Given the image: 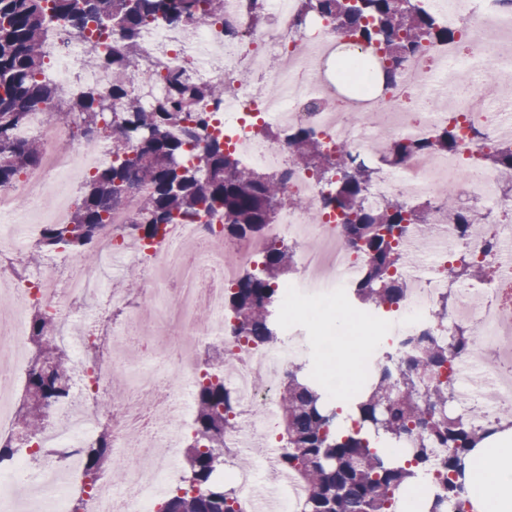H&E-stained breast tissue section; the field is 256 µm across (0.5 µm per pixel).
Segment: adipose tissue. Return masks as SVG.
<instances>
[{
  "label": "adipose tissue",
  "mask_w": 512,
  "mask_h": 512,
  "mask_svg": "<svg viewBox=\"0 0 512 512\" xmlns=\"http://www.w3.org/2000/svg\"><path fill=\"white\" fill-rule=\"evenodd\" d=\"M347 317L336 319V367L347 387H355L357 360L365 345L347 336ZM465 490L477 512H512V429L496 433L472 454Z\"/></svg>",
  "instance_id": "ef3b65f1"
}]
</instances>
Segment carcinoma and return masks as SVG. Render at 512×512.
<instances>
[{
	"label": "carcinoma",
	"instance_id": "cac0c4a2",
	"mask_svg": "<svg viewBox=\"0 0 512 512\" xmlns=\"http://www.w3.org/2000/svg\"><path fill=\"white\" fill-rule=\"evenodd\" d=\"M224 0H0V190L8 188L25 170L42 162L40 140L20 141L14 130L29 113L42 111L50 120L65 119L76 136L112 137L113 160L86 178L70 221L45 224L27 265L40 264L43 256L64 246L88 264L97 261L96 244L112 209L124 204L128 194L145 188L141 212L134 218L135 235L157 238L162 226L176 220L224 219V236L255 237L275 218L281 185L254 169L239 167L224 146L223 132L210 127L195 113L202 98L220 100L224 85L196 83L183 73L163 76L167 93L150 107L143 106L121 87L93 91L70 99L60 108L62 94L39 80L44 66L42 39L47 11L67 21L70 28L99 46L116 33L123 40L119 52L95 56V62L121 67L139 52L137 35L146 24L160 18L199 22L223 19ZM299 24L315 17L328 18L336 27L382 54L372 85L393 84L406 60L422 41L448 42L458 33L441 25L419 6L401 0H297ZM181 126L182 135H173ZM455 118L448 126L419 139L396 138L382 161L402 165L417 154H448L459 142ZM292 162L310 168L328 186L317 206L334 212L343 223L346 242L369 258L354 284L356 299L381 310L405 295L404 282L392 274L401 256L396 243L409 225L426 219L430 203L408 206L389 199L376 209L360 204L373 182L375 170L354 159L343 148L328 150L308 127L288 132ZM484 165L512 174V142L505 141L483 155ZM448 214L460 235L486 216L460 206L455 189L448 188ZM294 264L285 244L271 245L261 266L239 276L225 307L239 321L243 338L257 346L277 342L269 306L280 276ZM484 268L462 256L448 265V280L480 279ZM53 317L36 307L29 321L34 358L30 362L23 403L17 416L18 434L0 439V459L13 449L32 444L49 416V408L70 394L67 356L54 341ZM472 342L460 331L445 340L422 334L409 340L397 367L383 363L359 392L355 426L340 429L336 420L344 410L331 408L322 391L303 375V366L288 373L280 393L279 408L285 452L282 467L294 473L305 487L302 512H398L400 489L423 470L436 472L443 490L432 492L424 512H448V500L464 491V477L474 448L503 423L512 425V406L500 410L495 426L474 428L454 412L453 391L445 375L448 355ZM431 379L426 393L420 383ZM235 400L224 380L208 373L196 391V433L187 448V485L159 505L158 512H237L236 489L212 481L224 464V430L231 424ZM386 436L406 447L386 458L376 438ZM111 434L103 429L94 446L85 450L88 476L99 472L109 456ZM448 454L433 456L434 446Z\"/></svg>",
	"mask_w": 512,
	"mask_h": 512
}]
</instances>
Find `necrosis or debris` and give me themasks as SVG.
Instances as JSON below:
<instances>
[{
	"mask_svg": "<svg viewBox=\"0 0 512 512\" xmlns=\"http://www.w3.org/2000/svg\"><path fill=\"white\" fill-rule=\"evenodd\" d=\"M432 8L446 26L474 40L424 42L405 63L396 83L358 96L327 75L330 60L365 58L364 47L334 22L313 18L298 25L295 0H224L219 22H171L160 19L139 34L142 57L161 70L129 64L121 72L102 71L87 62L88 42L58 17L47 18L42 80L71 97L88 88H129L144 105L166 93L164 72H185L196 82H223L220 100H204L197 110L224 130V139L241 166L264 171L281 184L276 219L253 238L224 245L222 221L205 219L164 225L160 236L144 244L130 230L140 194H130L113 210L100 236L98 265L85 264L67 249H57L25 278L0 266V438L17 432L13 398L24 386L29 357L25 345L28 310L40 304L58 322L57 340L72 359L75 390L50 409V423L35 446L17 448L0 461V512H19L22 494H31L30 512H70L74 491L84 494L85 512H154L165 486L181 483L184 473L174 458L189 437L195 418L197 381L206 368L202 347L228 351L219 370L236 399L237 419L224 432L225 464L239 488L240 512H300L303 485L281 466L284 445L276 389L309 341L258 348L240 336L235 317L224 308L239 271L256 267L274 243L307 241L296 254L293 280L281 285L270 311L273 324L285 327L303 301L339 299L367 264L366 255L344 241L343 226L316 203L325 190L307 169L293 167L286 135L299 126L313 128L331 148L353 156L379 157L393 137L424 138L456 117L480 127L482 140L463 137L448 155L412 156L397 168L379 169L363 198L374 208L385 199L433 202L425 225H412L398 247L397 274L408 286L394 307L370 315L354 314L355 324L372 320L390 344L426 331L434 336L468 325L474 329L467 352L449 360L458 406L477 424L494 422L512 403V194L497 173L478 165L479 156L498 145L512 125V97L499 95L512 81V42L488 40L485 28L512 29V9L502 0H416ZM266 17L251 23L252 10ZM233 22L238 38L224 33ZM41 140L44 162L24 171L9 192H0V241L22 259L43 225L68 221L72 188L78 180L112 160L109 140L75 136L70 123L32 113L16 132ZM453 184L463 204L494 215V223L472 225L460 237L438 203L442 183ZM58 200L55 209L45 198ZM487 267L489 277L457 286L453 306L434 317L448 287V261L459 253ZM131 267L140 276L139 297L129 318L112 328V354L96 362L83 355L111 305L127 297L109 291L105 271ZM165 356L164 379L132 367L143 349ZM112 410V445L121 453L122 486L102 473L86 484L83 450L96 435L104 408ZM264 454L250 467H234L246 448ZM168 455H159V448Z\"/></svg>",
	"mask_w": 512,
	"mask_h": 512,
	"instance_id": "obj_1",
	"label": "necrosis or debris"
}]
</instances>
